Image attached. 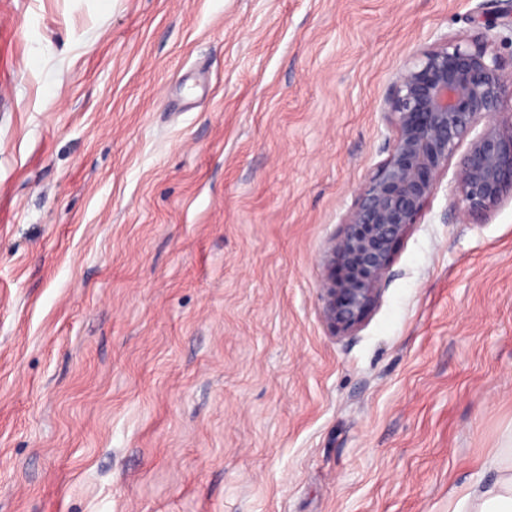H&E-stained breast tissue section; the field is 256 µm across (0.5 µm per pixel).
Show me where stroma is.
Instances as JSON below:
<instances>
[{"instance_id": "35a3bbf8", "label": "stroma", "mask_w": 512, "mask_h": 512, "mask_svg": "<svg viewBox=\"0 0 512 512\" xmlns=\"http://www.w3.org/2000/svg\"><path fill=\"white\" fill-rule=\"evenodd\" d=\"M483 0H0V512H453L512 450V201L322 258Z\"/></svg>"}]
</instances>
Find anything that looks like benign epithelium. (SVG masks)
I'll list each match as a JSON object with an SVG mask.
<instances>
[{
	"label": "benign epithelium",
	"mask_w": 512,
	"mask_h": 512,
	"mask_svg": "<svg viewBox=\"0 0 512 512\" xmlns=\"http://www.w3.org/2000/svg\"><path fill=\"white\" fill-rule=\"evenodd\" d=\"M476 21L481 38H444L420 50L386 96L388 157L358 189L324 255L323 313L337 336L357 330L375 307L397 246L462 144L455 208L464 221L480 224L512 200V111H504L512 71L487 48L495 29L512 27V0L481 5Z\"/></svg>",
	"instance_id": "7a95c632"
}]
</instances>
